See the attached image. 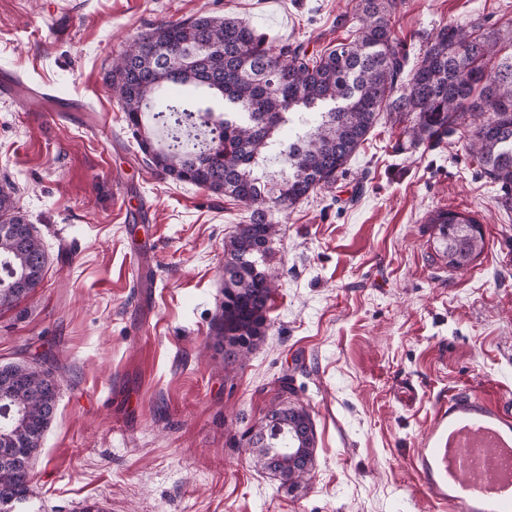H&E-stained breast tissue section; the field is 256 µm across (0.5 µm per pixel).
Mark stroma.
Returning <instances> with one entry per match:
<instances>
[{
    "label": "stroma",
    "instance_id": "1",
    "mask_svg": "<svg viewBox=\"0 0 512 512\" xmlns=\"http://www.w3.org/2000/svg\"><path fill=\"white\" fill-rule=\"evenodd\" d=\"M353 0H0V68L46 89L0 100V188L41 236L33 291L0 308V365L40 355L60 385L31 465L35 512H460L418 453L448 401L512 415V211L458 130L413 143L381 114L336 183L268 214L277 286L265 335L232 364L210 346L224 242L239 202L145 164L104 77L161 20L245 19L311 53L355 38ZM409 57L446 25L512 43V0H400ZM437 210L481 225L451 271ZM291 378L315 432L312 470L285 491L249 454ZM414 388L402 400V387Z\"/></svg>",
    "mask_w": 512,
    "mask_h": 512
}]
</instances>
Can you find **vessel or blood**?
I'll use <instances>...</instances> for the list:
<instances>
[{
    "mask_svg": "<svg viewBox=\"0 0 512 512\" xmlns=\"http://www.w3.org/2000/svg\"><path fill=\"white\" fill-rule=\"evenodd\" d=\"M502 418L485 403L459 396L448 402V421L431 447L422 449L420 466L438 493L455 499L457 491H465V512H512V475H495L490 485H473L465 481V467L460 450L471 427H479L500 436Z\"/></svg>",
    "mask_w": 512,
    "mask_h": 512,
    "instance_id": "obj_1",
    "label": "vessel or blood"
}]
</instances>
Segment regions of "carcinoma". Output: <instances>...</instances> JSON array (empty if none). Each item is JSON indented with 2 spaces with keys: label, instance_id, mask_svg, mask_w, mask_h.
Listing matches in <instances>:
<instances>
[{
  "label": "carcinoma",
  "instance_id": "carcinoma-1",
  "mask_svg": "<svg viewBox=\"0 0 512 512\" xmlns=\"http://www.w3.org/2000/svg\"><path fill=\"white\" fill-rule=\"evenodd\" d=\"M396 0H356L354 40L328 53L300 43H269L247 22L200 15L161 23L134 39L105 75L127 128L150 163L177 182L204 187L250 209L249 222L224 242V302L210 325L224 362L245 358L267 329L275 293L264 269L278 225L272 208H290L333 184L379 113L413 116L415 142L438 146L465 127L480 175L512 210V55L496 59V40L443 26L409 62L393 37ZM169 85L217 92L224 111L191 99L154 101ZM166 130L157 140L145 114ZM277 155L288 176L272 185L256 157ZM436 253L465 269L485 242L478 223L439 210L430 216ZM47 256L35 228L0 190V307L40 283ZM52 370L24 361L0 365V512H23L29 469L57 408ZM258 465L292 490L311 471L315 435L305 407L282 401L247 440Z\"/></svg>",
  "mask_w": 512,
  "mask_h": 512
}]
</instances>
